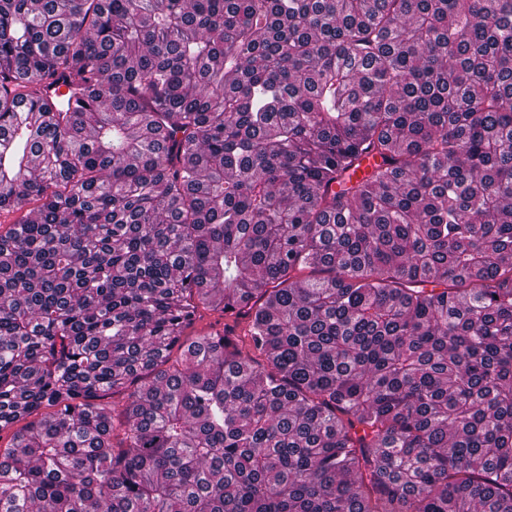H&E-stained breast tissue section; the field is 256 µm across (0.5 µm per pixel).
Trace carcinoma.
Here are the masks:
<instances>
[{"label":"carcinoma","instance_id":"carcinoma-1","mask_svg":"<svg viewBox=\"0 0 512 512\" xmlns=\"http://www.w3.org/2000/svg\"><path fill=\"white\" fill-rule=\"evenodd\" d=\"M33 200L0 512H512V0H0Z\"/></svg>","mask_w":512,"mask_h":512}]
</instances>
